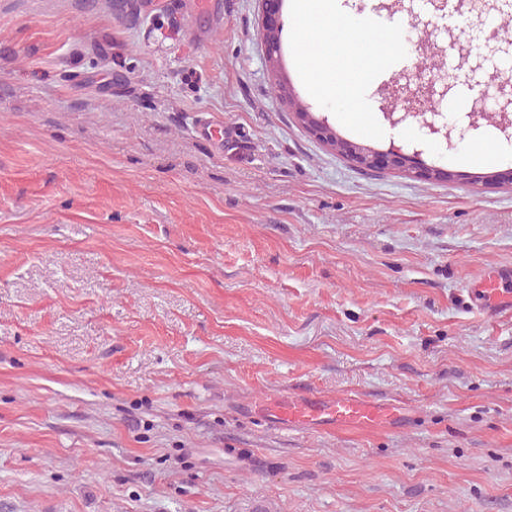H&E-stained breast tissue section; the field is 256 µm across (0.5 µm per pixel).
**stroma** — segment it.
<instances>
[{
    "label": "stroma",
    "instance_id": "stroma-1",
    "mask_svg": "<svg viewBox=\"0 0 512 512\" xmlns=\"http://www.w3.org/2000/svg\"><path fill=\"white\" fill-rule=\"evenodd\" d=\"M112 2L0 0V512H512V316L461 295L512 264L499 142L449 154L472 183L362 171L280 97L259 0ZM379 2L331 5L397 45L363 117L314 93L291 0L281 40L298 97L384 149L414 130L377 90L439 65L406 50L431 6ZM310 393L415 417H272Z\"/></svg>",
    "mask_w": 512,
    "mask_h": 512
}]
</instances>
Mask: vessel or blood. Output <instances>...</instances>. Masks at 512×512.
<instances>
[{"label":"vessel or blood","instance_id":"b4317fda","mask_svg":"<svg viewBox=\"0 0 512 512\" xmlns=\"http://www.w3.org/2000/svg\"><path fill=\"white\" fill-rule=\"evenodd\" d=\"M464 291L472 306L484 317L496 319L512 315V265L484 270L467 281ZM271 411L288 427L328 426L332 428L357 425L396 427L406 422L402 409L393 404H380L358 396L342 394L333 398L308 395L272 404Z\"/></svg>","mask_w":512,"mask_h":512}]
</instances>
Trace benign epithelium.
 I'll return each instance as SVG.
<instances>
[{"label": "benign epithelium", "mask_w": 512, "mask_h": 512, "mask_svg": "<svg viewBox=\"0 0 512 512\" xmlns=\"http://www.w3.org/2000/svg\"><path fill=\"white\" fill-rule=\"evenodd\" d=\"M261 29L265 41L266 59L271 70L279 67L281 42L279 32L282 29L283 0H260ZM489 9V0H458L453 12L458 15L468 14L477 18ZM450 38V48L457 49L458 63L449 71L426 74L416 71L412 74H400L391 86V94L410 105L416 103L422 108L414 111L395 114L383 113L390 127L395 128L404 123H411L417 129L416 138L406 145H398L390 141L384 151H376L370 147H362L341 137L329 123L327 116L317 114L311 107L302 104L294 94L288 95V104L309 130L332 151L349 158L361 167L380 171H413L427 180L459 177V172L446 169L441 165L422 164L419 159L432 145L440 146V156L458 148L465 140L478 135L482 124L480 112H442L433 105L442 103L458 84L478 90V102L491 98L493 105L499 108L501 123L496 129L504 136L507 147L512 151V79L497 66L489 65L496 57L507 55L512 57V42L502 41L495 31L485 28L478 29L477 39L481 41L479 50L471 45H457L452 27H446Z\"/></svg>", "instance_id": "7a95c632"}]
</instances>
